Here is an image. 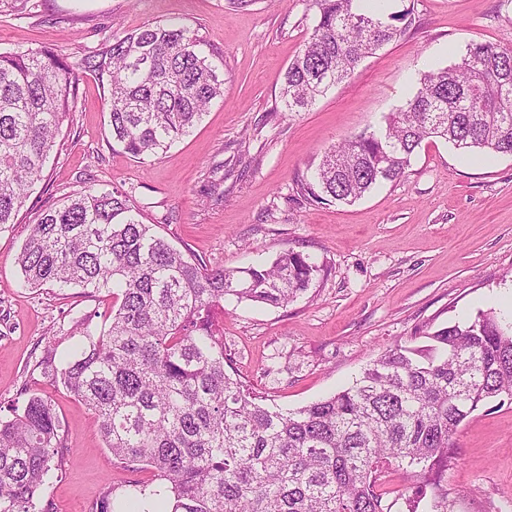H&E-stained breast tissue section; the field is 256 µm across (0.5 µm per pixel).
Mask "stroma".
<instances>
[{
    "mask_svg": "<svg viewBox=\"0 0 512 512\" xmlns=\"http://www.w3.org/2000/svg\"><path fill=\"white\" fill-rule=\"evenodd\" d=\"M414 29L363 59L309 111L279 98L308 39L309 0H0V51L47 46L78 60L113 33L172 21L195 29L224 77V98L192 132L141 161L115 149L107 93L89 73L43 179L16 223L0 229V418L27 393H51L68 450L49 480L52 512H95L106 485L149 484L150 470L116 464L87 407L53 389L38 363L64 358L73 322L102 326L108 291L26 287L16 255L41 211L84 188L119 187L143 223L212 267L245 268L293 248L324 270L285 308L224 301V344L237 372L270 404L295 410L352 384L418 328L492 310L512 322V156L482 159L428 139L405 175L354 204L313 203L296 180L344 138L378 127L420 73L460 63L470 42L512 43V0H391ZM448 469L456 512H512V403L473 412Z\"/></svg>",
    "mask_w": 512,
    "mask_h": 512,
    "instance_id": "1",
    "label": "stroma"
}]
</instances>
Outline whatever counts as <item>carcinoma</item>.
Returning a JSON list of instances; mask_svg holds the SVG:
<instances>
[{"label":"carcinoma","mask_w":512,"mask_h":512,"mask_svg":"<svg viewBox=\"0 0 512 512\" xmlns=\"http://www.w3.org/2000/svg\"><path fill=\"white\" fill-rule=\"evenodd\" d=\"M312 32L283 73L284 111L305 112L367 56L414 25L387 0H311ZM108 92L112 146L145 160L167 151L224 98V79L195 31L148 23L111 35L76 62L46 47L0 51V227L15 223L72 112L78 72ZM443 139L463 152L512 156V44L475 42L459 64L423 72L383 124L324 153L300 193L353 203L401 178L416 148ZM24 282L115 302L51 377L91 411L119 464L154 473L134 484L137 512H454L443 484L462 423L512 400V324L491 310L418 330L385 349L349 387L297 410L265 403L227 369L224 299L284 307L321 266L288 249L273 262L210 268L140 222L127 193L84 189L42 211L17 256ZM426 338L429 344L411 342ZM67 449L47 396L0 419V512H49V474ZM400 479L389 488L391 476Z\"/></svg>","instance_id":"cac0c4a2"}]
</instances>
